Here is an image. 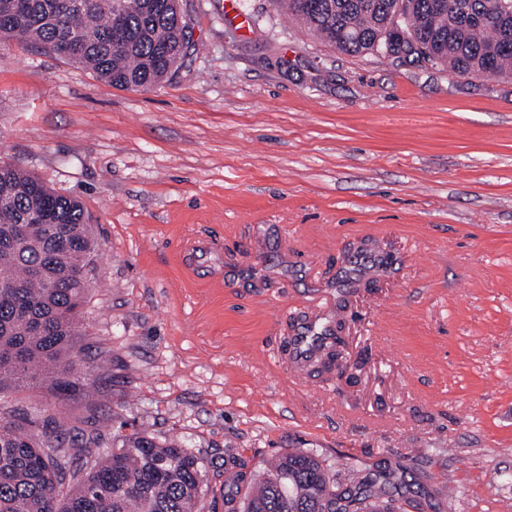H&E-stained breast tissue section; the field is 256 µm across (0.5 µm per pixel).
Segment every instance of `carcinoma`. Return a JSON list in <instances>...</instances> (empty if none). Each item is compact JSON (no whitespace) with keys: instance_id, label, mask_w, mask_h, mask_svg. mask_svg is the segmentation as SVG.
Segmentation results:
<instances>
[{"instance_id":"carcinoma-1","label":"carcinoma","mask_w":512,"mask_h":512,"mask_svg":"<svg viewBox=\"0 0 512 512\" xmlns=\"http://www.w3.org/2000/svg\"><path fill=\"white\" fill-rule=\"evenodd\" d=\"M341 53L377 52L454 75L512 78V0H273ZM29 41L114 87L173 78L189 48L179 0H0V37ZM80 201L0 158V388L66 394L75 336L97 256ZM317 344L316 371L346 368L342 324ZM99 448L79 453V448ZM353 459L289 449L224 481L225 512H399L392 472L353 480ZM247 486L241 503L236 489ZM201 452L138 432L103 448L70 446L0 413V512H203Z\"/></svg>"}]
</instances>
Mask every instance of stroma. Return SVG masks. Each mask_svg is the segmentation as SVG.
Listing matches in <instances>:
<instances>
[{
    "label": "stroma",
    "mask_w": 512,
    "mask_h": 512,
    "mask_svg": "<svg viewBox=\"0 0 512 512\" xmlns=\"http://www.w3.org/2000/svg\"><path fill=\"white\" fill-rule=\"evenodd\" d=\"M149 91L0 49V156L80 200L100 251L81 373L53 412L254 469L290 448L436 512L512 505V80L347 55L273 0H183ZM339 317L343 376L291 382ZM305 331H300L294 336V342L292 345L289 346V348H286V363L288 364V367L290 369L291 377L293 380L297 381L299 377H302L305 372L304 369L301 367V356L303 352V342L306 339Z\"/></svg>",
    "instance_id": "obj_1"
}]
</instances>
